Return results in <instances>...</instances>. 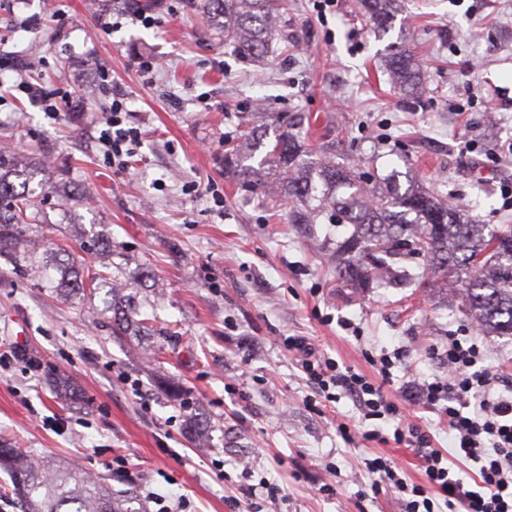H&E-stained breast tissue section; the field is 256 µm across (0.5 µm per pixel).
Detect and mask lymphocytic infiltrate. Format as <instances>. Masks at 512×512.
I'll use <instances>...</instances> for the list:
<instances>
[{"label": "lymphocytic infiltrate", "mask_w": 512, "mask_h": 512, "mask_svg": "<svg viewBox=\"0 0 512 512\" xmlns=\"http://www.w3.org/2000/svg\"><path fill=\"white\" fill-rule=\"evenodd\" d=\"M96 73L99 89L111 99L98 141L105 162L122 170L139 143L140 132L128 125L126 99L113 91L108 68L98 65ZM14 85L28 99L39 101L52 118L77 99L73 91L50 90L20 75ZM283 345L293 353L296 368L316 396L328 402L349 398L363 420L392 421L394 443L412 447L422 468L423 479L418 483L400 478L391 459L378 456L366 462L370 473L384 474L397 490L401 512H435L438 496L448 512H512V390L499 389L501 376L486 367L487 352L480 337H449L435 351L447 372L406 381L397 401L384 384L401 360V352L379 358L381 378L376 381L316 351L304 338L288 336ZM420 408L439 412L448 427L449 449L436 447L430 432L415 421L414 412ZM454 460L476 464L475 483L456 477L450 466Z\"/></svg>", "instance_id": "obj_1"}]
</instances>
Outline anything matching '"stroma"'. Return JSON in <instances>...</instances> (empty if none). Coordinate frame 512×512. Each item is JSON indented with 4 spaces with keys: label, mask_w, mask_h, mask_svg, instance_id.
Masks as SVG:
<instances>
[{
    "label": "stroma",
    "mask_w": 512,
    "mask_h": 512,
    "mask_svg": "<svg viewBox=\"0 0 512 512\" xmlns=\"http://www.w3.org/2000/svg\"><path fill=\"white\" fill-rule=\"evenodd\" d=\"M110 2L127 17L106 33L99 0H55V20L45 0H0V59L30 67V80L50 89L86 75L80 109L54 120L26 96L0 101V145L50 162L59 183H29L43 203L24 236L39 252L18 263L0 256V350L28 354L0 369V441L101 476L130 512H154L155 493L172 506L187 500L186 512H400L391 490L362 496L372 480L365 461L391 458L415 482L418 457L393 443H345L336 423L359 425L360 413L345 397L309 410L311 390L283 340L304 337L372 377L374 359L402 350L385 386L395 395L408 376L439 371L433 348L473 324L433 276L403 288L337 287L332 252L347 226L290 223L287 206L225 178L224 142L271 126L276 113L298 114L308 147L335 135L338 155L366 181L408 170L478 223L512 224V0H405L383 37L357 0L322 14L316 0H280L259 58L225 43L192 0ZM139 10L156 25L136 21ZM403 44L421 65L417 99L386 72ZM144 56L165 62L149 82ZM99 62L141 132L124 172L103 163L92 126L105 103L91 81ZM211 185L224 192L223 212ZM94 236L111 239L115 278L153 273L143 307L152 335L113 336L100 316L104 294L64 297L40 273L45 248L75 253ZM59 375L83 406L60 398ZM167 380L184 400L160 389ZM194 411L208 421L195 439L186 433ZM329 464L333 497L319 491ZM264 481L279 486L277 498L259 491Z\"/></svg>",
    "instance_id": "1"
}]
</instances>
